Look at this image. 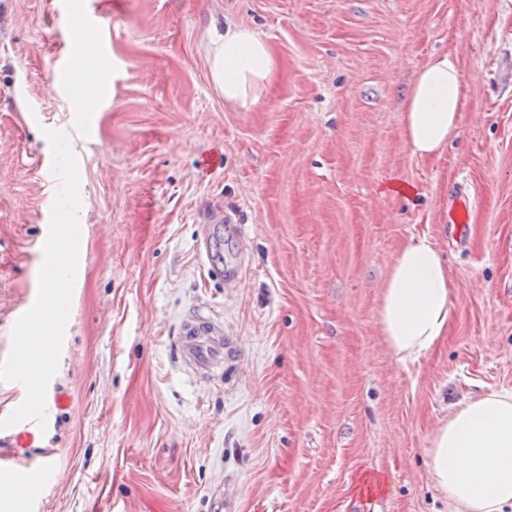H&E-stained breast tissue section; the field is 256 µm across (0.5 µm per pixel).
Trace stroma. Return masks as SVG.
Listing matches in <instances>:
<instances>
[{
    "label": "stroma",
    "mask_w": 512,
    "mask_h": 512,
    "mask_svg": "<svg viewBox=\"0 0 512 512\" xmlns=\"http://www.w3.org/2000/svg\"><path fill=\"white\" fill-rule=\"evenodd\" d=\"M107 68L70 62L71 16L0 0V362L35 303L59 187L45 130L79 162L72 312L34 447L0 429V478L36 474L23 512H452L428 440L460 401L512 389V0H100ZM253 30L277 61L259 102L225 101L211 45ZM460 63L461 123L413 155L403 105L434 55ZM391 176L414 195L382 193ZM468 189L463 237L448 197ZM225 287L196 243L211 206ZM448 263L444 342L403 365L378 312L399 248ZM200 309L242 347L198 380L176 357Z\"/></svg>",
    "instance_id": "obj_1"
}]
</instances>
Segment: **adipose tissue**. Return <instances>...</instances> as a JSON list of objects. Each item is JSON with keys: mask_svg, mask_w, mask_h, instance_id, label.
Masks as SVG:
<instances>
[{"mask_svg": "<svg viewBox=\"0 0 512 512\" xmlns=\"http://www.w3.org/2000/svg\"><path fill=\"white\" fill-rule=\"evenodd\" d=\"M277 65L252 30L230 26L214 40L211 75L227 100L253 104ZM465 98L456 59H429L406 97L404 134L422 158L440 154L457 129ZM453 316L448 265L425 236L405 244L382 290L379 321L396 361H417L441 342ZM430 479L453 512H503L512 507V390L459 402L428 443Z\"/></svg>", "mask_w": 512, "mask_h": 512, "instance_id": "adipose-tissue-1", "label": "adipose tissue"}]
</instances>
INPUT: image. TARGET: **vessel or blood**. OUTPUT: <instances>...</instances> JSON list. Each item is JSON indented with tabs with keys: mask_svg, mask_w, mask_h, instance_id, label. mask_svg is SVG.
<instances>
[{
	"mask_svg": "<svg viewBox=\"0 0 512 512\" xmlns=\"http://www.w3.org/2000/svg\"><path fill=\"white\" fill-rule=\"evenodd\" d=\"M95 19L88 12L79 13L71 22L75 33L68 47L72 57H100L106 52L99 36L93 35ZM229 217L223 209H211L206 218L204 235L198 241V252L210 271L223 279L226 286H235L239 280L236 268L225 266L223 253L224 226ZM241 349L228 338L223 323L200 312L189 314L180 326L176 353L181 364L200 378L206 379L223 370L225 363L239 357Z\"/></svg>",
	"mask_w": 512,
	"mask_h": 512,
	"instance_id": "vessel-or-blood-1",
	"label": "vessel or blood"
}]
</instances>
